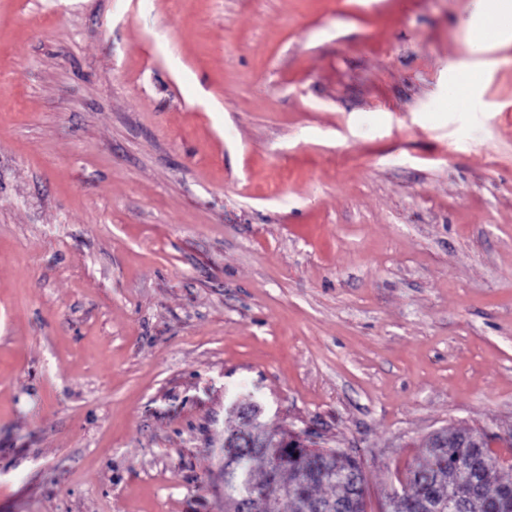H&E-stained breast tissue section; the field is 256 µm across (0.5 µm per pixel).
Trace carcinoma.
<instances>
[{"label":"carcinoma","instance_id":"carcinoma-1","mask_svg":"<svg viewBox=\"0 0 512 512\" xmlns=\"http://www.w3.org/2000/svg\"><path fill=\"white\" fill-rule=\"evenodd\" d=\"M238 423L224 431V455L233 460V465L224 472V500L233 512H250L255 486L273 478L288 492H270L260 507V512H269L268 504L276 498H284L291 505V512H299L301 505L324 508L331 503L345 506L362 496L364 489L360 475V461L338 451L317 452L307 449L263 447L272 435L259 433L261 424L248 421V416H258V409L243 404L236 409ZM257 460L266 463L262 477L253 474ZM467 467L469 482H460L457 495L464 504L465 512H512V496L506 493L512 482L491 486L489 474L499 464L489 447L483 445H456L448 443L446 448H430L424 462L410 471L402 492L396 498L406 503V512H419L422 503L435 500L437 485L452 481L457 465ZM332 486L338 492L331 496H318L315 490L321 486Z\"/></svg>","mask_w":512,"mask_h":512}]
</instances>
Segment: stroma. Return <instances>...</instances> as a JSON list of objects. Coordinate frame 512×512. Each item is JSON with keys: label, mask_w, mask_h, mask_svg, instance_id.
Wrapping results in <instances>:
<instances>
[{"label": "stroma", "mask_w": 512, "mask_h": 512, "mask_svg": "<svg viewBox=\"0 0 512 512\" xmlns=\"http://www.w3.org/2000/svg\"><path fill=\"white\" fill-rule=\"evenodd\" d=\"M484 0H0V512H224V429L512 480V40Z\"/></svg>", "instance_id": "obj_1"}]
</instances>
